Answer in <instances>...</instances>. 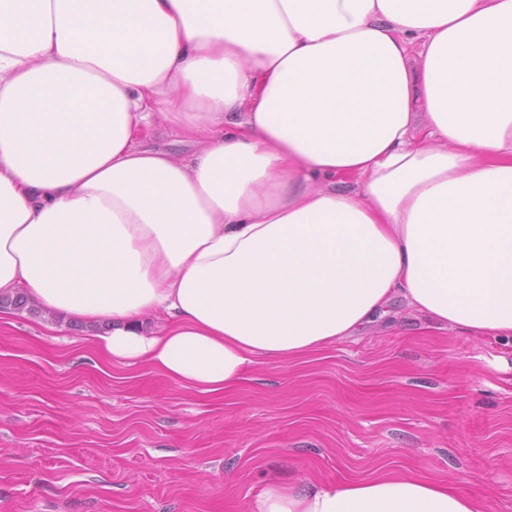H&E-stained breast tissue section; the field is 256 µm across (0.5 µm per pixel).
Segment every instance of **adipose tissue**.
<instances>
[{
	"label": "adipose tissue",
	"instance_id": "1",
	"mask_svg": "<svg viewBox=\"0 0 512 512\" xmlns=\"http://www.w3.org/2000/svg\"><path fill=\"white\" fill-rule=\"evenodd\" d=\"M160 133L197 149L145 147ZM18 291L206 395L397 295L512 340V0H0V295ZM256 512L490 507L381 466L269 484Z\"/></svg>",
	"mask_w": 512,
	"mask_h": 512
}]
</instances>
